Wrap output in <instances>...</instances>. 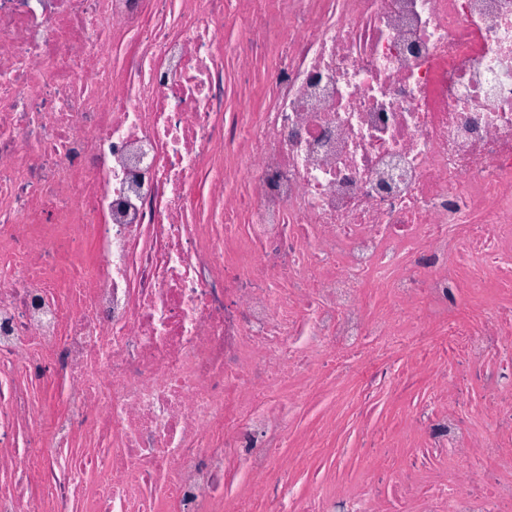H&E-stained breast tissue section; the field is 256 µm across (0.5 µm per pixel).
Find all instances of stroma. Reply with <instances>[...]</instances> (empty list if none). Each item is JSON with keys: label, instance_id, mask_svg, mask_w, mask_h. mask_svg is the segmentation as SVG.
Here are the masks:
<instances>
[{"label": "stroma", "instance_id": "1", "mask_svg": "<svg viewBox=\"0 0 512 512\" xmlns=\"http://www.w3.org/2000/svg\"><path fill=\"white\" fill-rule=\"evenodd\" d=\"M237 69V60L227 59L226 106L234 112L257 111L262 99V81L256 78L250 84H241ZM408 364L407 357L392 355L388 368L395 377L394 383L369 387L354 381L331 384L316 389L309 407L294 410V435L284 453L290 464V478L299 491L313 492L322 482L341 486L361 475L369 478L376 494L385 496L397 479L417 477L432 466V458L408 448L400 452L398 470L381 467L380 460L388 449L370 428L374 422L387 430L394 428L428 392V381L411 377ZM453 373L456 408L461 420L467 422L487 400L481 390L482 375L462 356L455 359ZM331 418L336 421V433L325 448L313 455L301 454L304 436Z\"/></svg>", "mask_w": 512, "mask_h": 512}]
</instances>
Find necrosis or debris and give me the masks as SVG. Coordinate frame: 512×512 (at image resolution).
<instances>
[{
  "mask_svg": "<svg viewBox=\"0 0 512 512\" xmlns=\"http://www.w3.org/2000/svg\"><path fill=\"white\" fill-rule=\"evenodd\" d=\"M392 353L445 461L393 496L498 512L463 487L512 433L448 360L512 397V0H0V512H386L280 450ZM272 59L267 58L256 64V77L250 85L241 84L237 79L238 62L229 55L225 64L226 107L234 112H256L262 99L261 71L270 65ZM454 396L460 419L468 423L475 410L491 401L482 390V375L464 356H458L453 364Z\"/></svg>",
  "mask_w": 512,
  "mask_h": 512,
  "instance_id": "necrosis-or-debris-1",
  "label": "necrosis or debris"
}]
</instances>
